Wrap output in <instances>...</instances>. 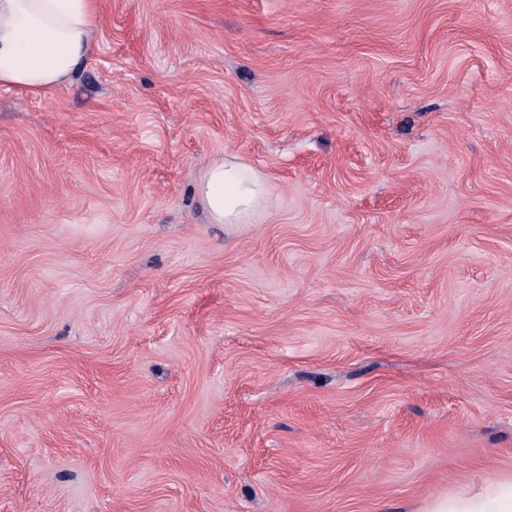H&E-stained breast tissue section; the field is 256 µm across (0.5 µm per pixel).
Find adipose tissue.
<instances>
[{
    "mask_svg": "<svg viewBox=\"0 0 512 512\" xmlns=\"http://www.w3.org/2000/svg\"><path fill=\"white\" fill-rule=\"evenodd\" d=\"M96 0H0V87L38 96L85 62ZM198 193L215 224H248L266 206L265 179L229 158L213 162ZM425 512H512V478L484 480L477 490L430 498Z\"/></svg>",
    "mask_w": 512,
    "mask_h": 512,
    "instance_id": "adipose-tissue-1",
    "label": "adipose tissue"
}]
</instances>
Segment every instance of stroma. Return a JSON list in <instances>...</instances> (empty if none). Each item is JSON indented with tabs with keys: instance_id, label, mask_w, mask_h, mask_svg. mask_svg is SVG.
Here are the masks:
<instances>
[{
	"instance_id": "obj_1",
	"label": "stroma",
	"mask_w": 512,
	"mask_h": 512,
	"mask_svg": "<svg viewBox=\"0 0 512 512\" xmlns=\"http://www.w3.org/2000/svg\"><path fill=\"white\" fill-rule=\"evenodd\" d=\"M267 180L250 224L196 186ZM512 475V0H100L0 90V512H423ZM198 193L213 224H250L265 208L269 189L260 174L223 158L208 167Z\"/></svg>"
}]
</instances>
